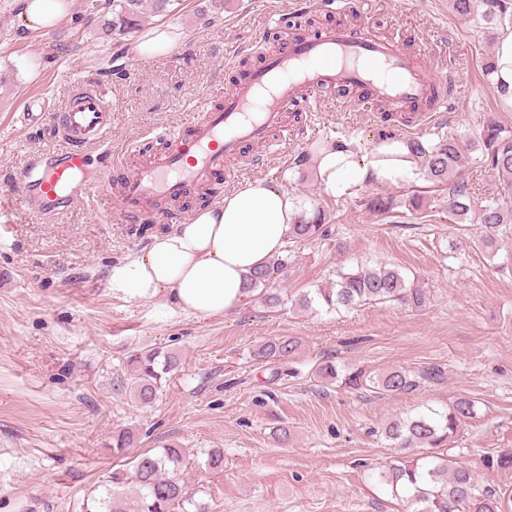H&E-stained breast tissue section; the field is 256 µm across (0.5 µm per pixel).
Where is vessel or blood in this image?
<instances>
[{
    "instance_id": "obj_1",
    "label": "vessel or blood",
    "mask_w": 512,
    "mask_h": 512,
    "mask_svg": "<svg viewBox=\"0 0 512 512\" xmlns=\"http://www.w3.org/2000/svg\"><path fill=\"white\" fill-rule=\"evenodd\" d=\"M322 95L339 105L359 101L380 108L398 119L402 131L413 132L451 108L456 86L432 72L414 38L399 30L378 32L365 14L355 22L284 33L261 66L194 108L171 147L140 165L116 157L96 168L89 149L111 138L114 104L105 88L90 84L58 115L63 148L24 177L29 211L42 216L93 200L112 205L119 224H149L159 214L182 223L188 213L178 201L208 193L227 160L242 153H249L252 168H263L266 148L288 126L289 109Z\"/></svg>"
}]
</instances>
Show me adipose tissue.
Returning a JSON list of instances; mask_svg holds the SVG:
<instances>
[{
  "instance_id": "adipose-tissue-1",
  "label": "adipose tissue",
  "mask_w": 512,
  "mask_h": 512,
  "mask_svg": "<svg viewBox=\"0 0 512 512\" xmlns=\"http://www.w3.org/2000/svg\"><path fill=\"white\" fill-rule=\"evenodd\" d=\"M25 29L49 30L74 0H18ZM321 191L349 197L370 182L401 183L414 160L399 138L377 140L370 152L324 146L313 157ZM299 213L288 192L269 180L243 181L220 202L196 210L172 232L112 270V288L131 299L166 298L180 312L208 317L232 311L245 298L247 275L280 255Z\"/></svg>"
}]
</instances>
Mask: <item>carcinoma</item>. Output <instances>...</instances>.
Listing matches in <instances>:
<instances>
[{"label":"carcinoma","instance_id":"1","mask_svg":"<svg viewBox=\"0 0 512 512\" xmlns=\"http://www.w3.org/2000/svg\"><path fill=\"white\" fill-rule=\"evenodd\" d=\"M145 0H112V18L105 31L113 38L135 34L140 26ZM452 9L464 17L479 15L491 23L512 25V5L507 0H452ZM412 156L423 168L427 180L443 184L459 168L465 150L479 146L485 164L494 178L498 192L473 214L480 226L481 246L494 248L500 236L512 233V130L494 119H487L479 138L467 140L450 136L436 143L414 138L408 141ZM477 186L460 179L449 188L448 209L452 215L466 217ZM321 211H303L291 225L288 240L293 244L309 242L326 235ZM288 265V258H273L246 276V297L267 306L280 302L274 283ZM393 303L411 310L426 307L427 293L396 268H368L358 264L337 272L336 283L316 288L299 297L302 307L325 312L353 309L359 305ZM298 341L291 337L269 339L251 351L255 361L271 362L296 354ZM181 364L180 356L162 348L139 350L126 361L127 381L133 398L141 404L153 403L164 391L169 377ZM316 377L326 385L354 391L368 390L381 395L405 394L420 384L418 377L404 369L366 372L349 369L332 360H324ZM477 401L460 397L442 410L426 409L400 416L386 424L384 438L395 448L411 451L378 472V481L390 488L393 496L406 499L414 512H512V489L480 484L468 467L449 454L454 441L468 420L477 415ZM134 443L133 432L122 429L112 437L113 452L120 454ZM202 466L211 470L224 468V449L203 452ZM489 467L512 473V448L487 456ZM189 455L181 448L168 447L159 452H145L130 466L110 470L89 495L84 512H206L189 487L183 474ZM135 488L127 495V489Z\"/></svg>","mask_w":512,"mask_h":512}]
</instances>
